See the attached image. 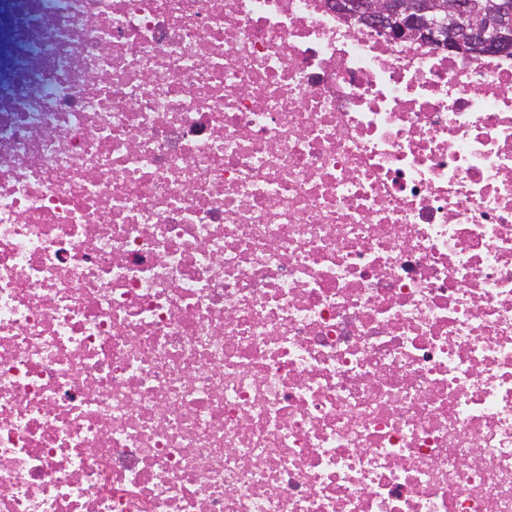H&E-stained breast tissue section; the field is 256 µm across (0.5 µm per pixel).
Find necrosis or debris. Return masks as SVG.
I'll return each instance as SVG.
<instances>
[{"label":"necrosis or debris","mask_w":512,"mask_h":512,"mask_svg":"<svg viewBox=\"0 0 512 512\" xmlns=\"http://www.w3.org/2000/svg\"><path fill=\"white\" fill-rule=\"evenodd\" d=\"M0 512H512V57L0 0Z\"/></svg>","instance_id":"4bbe7bcc"}]
</instances>
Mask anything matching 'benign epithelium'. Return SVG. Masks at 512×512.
I'll list each match as a JSON object with an SVG mask.
<instances>
[{"label": "benign epithelium", "instance_id": "obj_1", "mask_svg": "<svg viewBox=\"0 0 512 512\" xmlns=\"http://www.w3.org/2000/svg\"><path fill=\"white\" fill-rule=\"evenodd\" d=\"M334 7L359 24L466 59L512 54V0H335Z\"/></svg>", "mask_w": 512, "mask_h": 512}]
</instances>
